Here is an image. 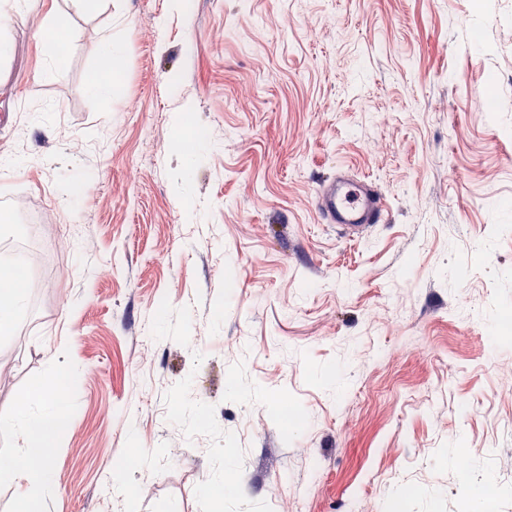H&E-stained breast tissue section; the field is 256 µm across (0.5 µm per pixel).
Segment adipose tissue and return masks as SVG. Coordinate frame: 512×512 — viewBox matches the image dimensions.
Segmentation results:
<instances>
[{"mask_svg":"<svg viewBox=\"0 0 512 512\" xmlns=\"http://www.w3.org/2000/svg\"><path fill=\"white\" fill-rule=\"evenodd\" d=\"M70 382L52 373L47 383L32 391L17 405L14 424L28 446L21 454L0 458V483L21 486L14 512H36V491H50L56 476L50 467L55 453L51 435L62 429L71 413Z\"/></svg>","mask_w":512,"mask_h":512,"instance_id":"obj_1","label":"adipose tissue"}]
</instances>
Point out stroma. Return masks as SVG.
Returning a JSON list of instances; mask_svg holds the SVG:
<instances>
[{
  "label": "stroma",
  "mask_w": 512,
  "mask_h": 512,
  "mask_svg": "<svg viewBox=\"0 0 512 512\" xmlns=\"http://www.w3.org/2000/svg\"><path fill=\"white\" fill-rule=\"evenodd\" d=\"M0 40V265L43 254L0 456L79 373L40 512H512V0H0ZM339 168L388 223L321 221ZM125 48L123 44L112 41V39L104 40L98 47V54L109 72L120 69L124 59Z\"/></svg>",
  "instance_id": "stroma-1"
}]
</instances>
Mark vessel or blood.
<instances>
[{
	"mask_svg": "<svg viewBox=\"0 0 512 512\" xmlns=\"http://www.w3.org/2000/svg\"><path fill=\"white\" fill-rule=\"evenodd\" d=\"M316 208L323 222L352 235L387 223L389 218L385 200L375 182L345 171L320 183Z\"/></svg>",
	"mask_w": 512,
	"mask_h": 512,
	"instance_id": "1",
	"label": "vessel or blood"
}]
</instances>
